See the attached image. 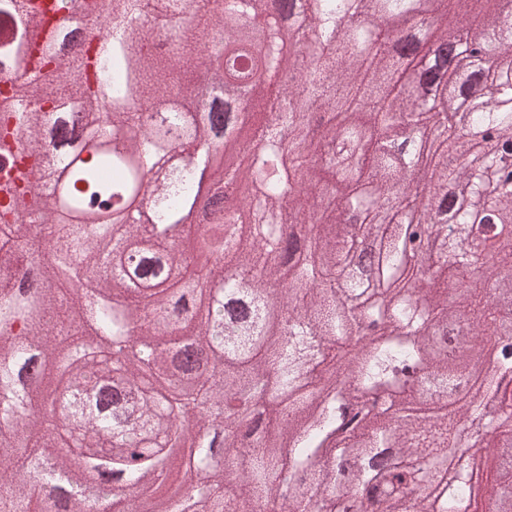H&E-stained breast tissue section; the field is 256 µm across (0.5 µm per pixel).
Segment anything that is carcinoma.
Returning a JSON list of instances; mask_svg holds the SVG:
<instances>
[{
  "label": "carcinoma",
  "mask_w": 512,
  "mask_h": 512,
  "mask_svg": "<svg viewBox=\"0 0 512 512\" xmlns=\"http://www.w3.org/2000/svg\"><path fill=\"white\" fill-rule=\"evenodd\" d=\"M290 0H82L103 30L79 55L29 38L40 20L27 0H0L15 20L3 58L14 71L0 103V170L54 148L51 163L0 186V512H191L207 481L214 512H350L377 478L341 479L336 463L395 448L406 477L380 512H512V488L492 507L450 463L461 452L496 484L512 479V359L485 366L489 341L512 332V311L485 285L512 289V178L498 175L512 147V75L456 64L433 76L421 100L394 93L395 21L437 6L443 21L423 36L481 34L491 57L512 53V14L490 0H309L303 32L309 65L293 88L295 62L282 41ZM263 26L250 56L236 36ZM203 71L253 84L252 135L216 141L210 95L190 93ZM479 106L468 122L492 131L459 163L465 142L448 111V84ZM434 146L428 180L406 176L392 139L422 133ZM291 144L289 149L283 143ZM248 165L224 166L246 148ZM68 173L61 198L38 209L41 181ZM243 184L249 196L212 198ZM454 185L464 211L435 216ZM310 225L292 263L284 222ZM238 226L224 240V225ZM483 266V281L448 285ZM288 269L293 287L279 311H224L240 271L264 298ZM295 335L280 334L279 320ZM241 390L255 404L225 414ZM381 394L385 406L342 435L338 411ZM70 426L48 441L32 408ZM51 448H71L56 456ZM144 448L138 463L126 449ZM288 452H282V449ZM123 473L122 494L84 473ZM309 495L280 491L283 476Z\"/></svg>",
  "instance_id": "carcinoma-1"
}]
</instances>
